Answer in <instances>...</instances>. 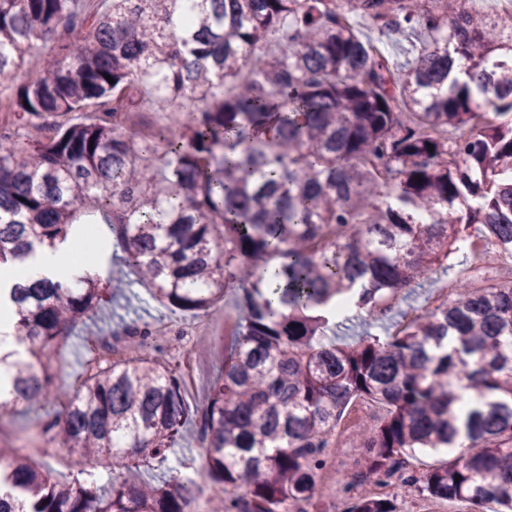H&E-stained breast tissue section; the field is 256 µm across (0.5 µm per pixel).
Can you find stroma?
<instances>
[{
    "label": "stroma",
    "instance_id": "obj_1",
    "mask_svg": "<svg viewBox=\"0 0 512 512\" xmlns=\"http://www.w3.org/2000/svg\"><path fill=\"white\" fill-rule=\"evenodd\" d=\"M468 264L462 256L454 255L448 260V268L433 274L428 281L411 285L402 291L397 303L383 319L385 326H392L404 313H421L428 308L435 290L441 283L455 279L467 269ZM101 279L107 282L112 293L111 300L103 303L86 321L76 330L62 348L54 352L55 382L59 389L74 392L77 381L84 370L87 357L84 341L87 337L95 336L103 340L125 337L126 331L131 327L152 325L159 319H174L178 321L192 320V313L179 309H160L154 302L149 301L147 295L133 296L127 289V282L132 278L130 268L120 263H111L101 260L99 264ZM225 326L215 323L213 327L205 330L203 345L195 347L193 357L197 363V372L193 385L187 388V398L195 405L202 406L207 402L209 381L221 364L224 353ZM52 408L45 403L18 404L13 416L0 420V441L8 444H18L21 438L27 437L51 413ZM360 420L359 415L348 414L341 424L342 434L339 438L340 446L332 459L336 463L337 477L351 479V489L336 487L334 492L318 489L317 498L323 512H337L338 504L347 501L348 497L366 494L367 488L355 484L354 478L360 472L363 460L358 449L352 448L351 437L356 431ZM190 459L195 469H202L204 460L201 456V442L197 421H189L184 429L182 439L168 455V461L163 465H153L149 469H130L124 464H116L112 470V477L118 481L137 483L142 480L170 479L174 467L179 460Z\"/></svg>",
    "mask_w": 512,
    "mask_h": 512
}]
</instances>
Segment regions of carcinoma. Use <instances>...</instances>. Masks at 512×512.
<instances>
[{"mask_svg": "<svg viewBox=\"0 0 512 512\" xmlns=\"http://www.w3.org/2000/svg\"><path fill=\"white\" fill-rule=\"evenodd\" d=\"M180 3L100 0L89 19L86 0H0V78L43 60L0 102V266L88 217L116 235L88 261L114 247L135 295L200 316L240 292L200 417L210 512H318V471L359 398L385 414L358 433L357 483L512 512V278L457 280L448 303L382 337L326 336L352 318L377 326L452 254L512 257V14L463 0H194L184 18ZM359 14L419 35L404 61L359 36ZM147 99L187 121L144 131ZM6 292L24 356L0 418L20 402L62 411L28 452L0 448V512H189L188 460L136 485L101 471L166 461L194 416L168 347L144 329L133 355L64 393L53 351L108 289L94 276L7 291L0 278V304ZM460 388L482 400L464 420ZM462 426L471 444L457 457L405 468L418 450H454ZM343 512L398 507L360 496Z\"/></svg>", "mask_w": 512, "mask_h": 512, "instance_id": "1", "label": "carcinoma"}]
</instances>
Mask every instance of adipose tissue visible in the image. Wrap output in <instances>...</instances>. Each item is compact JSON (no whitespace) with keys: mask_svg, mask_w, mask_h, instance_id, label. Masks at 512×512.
<instances>
[{"mask_svg":"<svg viewBox=\"0 0 512 512\" xmlns=\"http://www.w3.org/2000/svg\"><path fill=\"white\" fill-rule=\"evenodd\" d=\"M102 230L95 226L86 227L81 235L69 238L64 244L40 247L35 256L23 263L6 266L5 271L13 282L24 283L51 278L70 287L80 285L83 278L95 275L92 265L66 261V252H79L90 239H101Z\"/></svg>","mask_w":512,"mask_h":512,"instance_id":"obj_1","label":"adipose tissue"}]
</instances>
